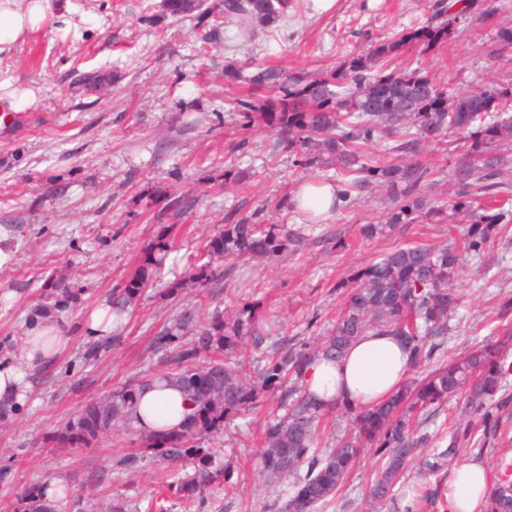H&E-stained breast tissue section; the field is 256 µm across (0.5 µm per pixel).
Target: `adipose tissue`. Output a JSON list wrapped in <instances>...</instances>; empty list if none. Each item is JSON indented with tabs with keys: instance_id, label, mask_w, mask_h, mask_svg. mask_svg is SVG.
I'll list each match as a JSON object with an SVG mask.
<instances>
[{
	"instance_id": "obj_1",
	"label": "adipose tissue",
	"mask_w": 512,
	"mask_h": 512,
	"mask_svg": "<svg viewBox=\"0 0 512 512\" xmlns=\"http://www.w3.org/2000/svg\"><path fill=\"white\" fill-rule=\"evenodd\" d=\"M47 0H0V52L25 39L42 20ZM68 340L53 316L25 330L20 344L0 361V402L24 405L38 372L58 359ZM409 376V356L391 335L358 338L338 359L315 358L304 383L324 406L371 407L399 390ZM192 404L163 379L145 386L138 397L139 427L147 432L181 428ZM448 512H484L491 479L485 466L468 462L448 472Z\"/></svg>"
}]
</instances>
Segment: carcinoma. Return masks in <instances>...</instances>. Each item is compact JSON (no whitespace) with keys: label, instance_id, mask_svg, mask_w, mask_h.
Returning <instances> with one entry per match:
<instances>
[{"label":"carcinoma","instance_id":"obj_1","mask_svg":"<svg viewBox=\"0 0 512 512\" xmlns=\"http://www.w3.org/2000/svg\"><path fill=\"white\" fill-rule=\"evenodd\" d=\"M166 10L176 17L206 15L200 0H164ZM288 0H222L224 28L248 38L258 25L277 20L288 10ZM462 9L456 0L431 17L427 23L375 46L367 55L352 58L348 65L304 81H282L274 73H264L255 82L272 84L277 96L264 104L262 115L288 139V144L304 149V164L314 165L329 158L351 176L347 189L371 184L387 187L404 204L389 219L391 224H407L411 215L425 210L420 196L428 169L413 160L423 139L450 138L469 154H478L484 138H512V116L496 110L501 93L484 86L448 95L426 76L415 70L391 67L392 61L407 47L429 49L446 39ZM416 128V136L395 146V151L411 156L406 163L373 165L363 161V146L383 133L397 135L402 128ZM459 189L452 209L467 207L476 193L490 188L485 176L474 177L470 167L456 172ZM507 229L508 214L500 211L474 217L462 246L430 248L406 245L387 252L362 269L357 285L347 294L336 323L314 347L303 343L291 351L275 352L259 372L260 385L246 380L242 362L248 349L247 338L254 335L258 322L252 310H242L201 329L187 348L172 350L176 364L166 374L177 388L189 396L192 412L182 429L145 435V446L153 454L178 463L201 454L188 447L195 431L211 429L229 415L240 414L261 404L262 398L288 383L295 384L298 396L287 413L271 422L263 435L262 449L251 468L270 481L293 478L294 492L285 512H317L334 498L362 454L372 452L378 468L368 497L391 505L393 512H422L428 494L414 488L410 504L404 500L402 479L413 463H418V478L450 465L460 447L475 442L485 446L500 430L499 410L508 399L498 397L506 390L512 362L506 342L486 343L439 368L425 380L408 381L379 405L363 411L346 407L323 410L312 400L303 384V374L316 357L334 359L359 337L389 332L402 339L411 367L429 364L444 348L448 320L460 306L456 278L470 257L482 255L489 243V229L497 224ZM288 247V235L277 224H253L243 219L224 225V232L212 240L208 256L260 255L275 258ZM153 278V264L145 263L125 287L135 295ZM141 379L125 385L89 405L73 439H93L118 425L136 418ZM463 399L465 420L448 434L447 448L420 456L428 436L413 426L412 413L429 416L448 400ZM342 413L355 425V437L334 448H318V428L327 415ZM240 471L227 461L215 468L202 462L191 478L169 484L183 496H193L221 481L224 491L235 488ZM487 512H512V479L503 475L493 482Z\"/></svg>","mask_w":512,"mask_h":512}]
</instances>
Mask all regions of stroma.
Instances as JSON below:
<instances>
[{"instance_id":"35a3bbf8","label":"stroma","mask_w":512,"mask_h":512,"mask_svg":"<svg viewBox=\"0 0 512 512\" xmlns=\"http://www.w3.org/2000/svg\"><path fill=\"white\" fill-rule=\"evenodd\" d=\"M274 23L246 41L232 40L215 16L180 19L163 0H49L38 27L0 53V81L29 90L33 103L0 129V356L43 313L73 333L55 367L38 378L28 404L0 413V512H25V497L54 480L72 489L56 512H283L290 481L270 484L244 471L237 490L222 484L187 499L167 491L173 474L193 473L196 457L172 465L146 452L136 425L83 445L61 443L86 405L133 380L170 370L164 327L184 311L213 321L257 306L261 341L243 369L255 376L266 355L326 335L339 313L343 282L405 244L460 245L470 219L453 210L458 167L474 164L493 186L484 213L512 211V140L474 160L448 141H428L424 195L441 208L434 219L390 225L399 202L369 186L351 193L316 223L290 199L309 180L339 184L336 166L304 167L299 149L278 131L247 123L238 100L256 101L262 71L280 77L334 70L382 42L421 26L439 0H289ZM467 11L439 49L406 51L400 64L453 93L484 85L501 91L512 115V49L491 55L512 31V0H466ZM209 45H202V37ZM101 84H93L95 76ZM182 199L173 208V199ZM247 218L303 234L274 261L204 256L225 225ZM373 225L365 234V225ZM159 261L151 284L115 318L112 334L88 341L75 326L84 310L117 303L134 270ZM206 266L207 282H192ZM460 308L428 375L475 344L497 340L504 303L512 301V227L469 259L456 281ZM280 394L226 418L190 440L213 452L216 465L256 455L265 427L280 414ZM458 461L482 463L490 476L512 463V418L493 446L460 449ZM377 462L365 454L345 487L319 512H389L367 492Z\"/></svg>"}]
</instances>
